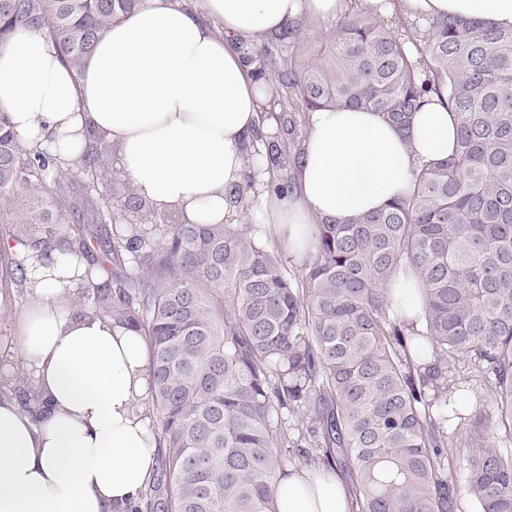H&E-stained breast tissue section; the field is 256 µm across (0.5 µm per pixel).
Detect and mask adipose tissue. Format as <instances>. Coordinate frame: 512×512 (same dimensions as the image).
<instances>
[{"label": "adipose tissue", "instance_id": "1", "mask_svg": "<svg viewBox=\"0 0 512 512\" xmlns=\"http://www.w3.org/2000/svg\"><path fill=\"white\" fill-rule=\"evenodd\" d=\"M366 13L401 11L414 20L476 18L512 29V0H363ZM205 18L184 0H142L113 22L81 71L62 61L43 33L17 30L0 48V109L18 139L79 163L91 135L112 147L121 179L157 212L187 224H228L242 210L234 187L250 185L249 212L265 236L297 256L312 250V226L382 208L415 171L446 158L456 129L432 99L409 130L364 108L305 116L294 169L296 189L280 196L257 170L245 178V147L269 97L245 55L308 15L336 20L346 0H205ZM79 270L70 253L29 252L36 305L20 324L18 350L39 388V415L0 400V512H112L146 485L157 454L150 421L145 342L135 331L90 314L72 299ZM279 512H351L344 479L295 469L277 481Z\"/></svg>", "mask_w": 512, "mask_h": 512}]
</instances>
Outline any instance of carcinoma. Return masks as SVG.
<instances>
[{
  "label": "carcinoma",
  "instance_id": "cac0c4a2",
  "mask_svg": "<svg viewBox=\"0 0 512 512\" xmlns=\"http://www.w3.org/2000/svg\"><path fill=\"white\" fill-rule=\"evenodd\" d=\"M141 0H0V46L39 29L80 69L112 23ZM308 19L255 50L272 92L247 162L264 156L276 191L293 192L303 115L362 107L401 131L429 98L444 99L457 138L379 211L313 224L301 279L282 244L248 224H183L137 196L142 222L121 224L111 148L95 139L82 177L22 147L0 111V206L22 189L20 224L0 233L84 264L76 312L136 330L149 349L158 453L137 501L112 512H278L288 433L302 423L305 463L342 472L356 512H458L447 474L448 422L463 386L450 363L470 359L492 408L469 418L466 494L479 512H512V31L456 16L418 35L349 11L319 45ZM401 267L423 293L422 323L391 309ZM0 281L26 287V257L0 258ZM23 407L34 380L0 381Z\"/></svg>",
  "mask_w": 512,
  "mask_h": 512
}]
</instances>
